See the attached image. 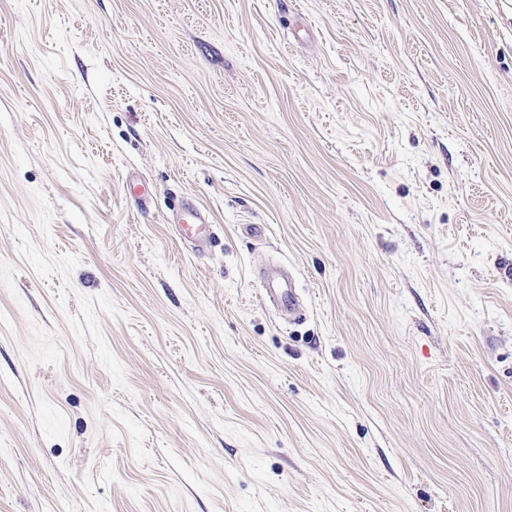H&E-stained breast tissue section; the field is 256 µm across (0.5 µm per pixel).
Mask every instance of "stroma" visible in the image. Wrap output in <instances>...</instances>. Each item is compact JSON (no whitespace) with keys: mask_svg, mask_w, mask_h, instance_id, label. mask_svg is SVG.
<instances>
[{"mask_svg":"<svg viewBox=\"0 0 512 512\" xmlns=\"http://www.w3.org/2000/svg\"><path fill=\"white\" fill-rule=\"evenodd\" d=\"M0 512H512V0H0ZM179 236L190 243L211 241V233L203 210L195 203L185 204L176 215ZM260 278L265 283L268 300L281 312L288 313V317L300 318L303 315L299 304L294 281L283 269L268 266L261 270Z\"/></svg>","mask_w":512,"mask_h":512,"instance_id":"35a3bbf8","label":"stroma"}]
</instances>
